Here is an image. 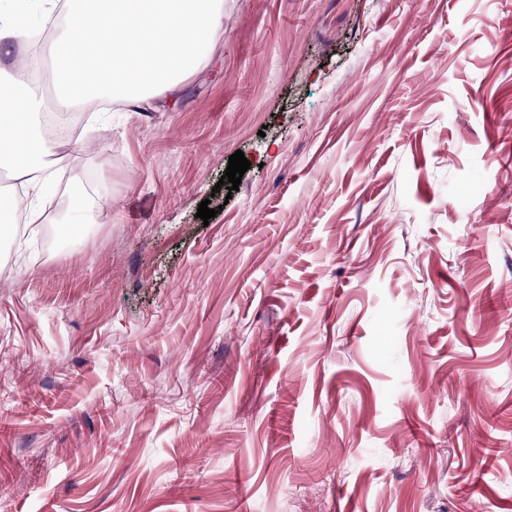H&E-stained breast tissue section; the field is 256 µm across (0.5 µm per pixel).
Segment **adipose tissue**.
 Segmentation results:
<instances>
[{
    "mask_svg": "<svg viewBox=\"0 0 512 512\" xmlns=\"http://www.w3.org/2000/svg\"><path fill=\"white\" fill-rule=\"evenodd\" d=\"M62 14L42 45L48 58L83 45L56 71L58 113L113 101L130 111L174 91L224 38V0H0V170L37 189L51 181V149L40 131L41 99L20 54L37 23Z\"/></svg>",
    "mask_w": 512,
    "mask_h": 512,
    "instance_id": "adipose-tissue-1",
    "label": "adipose tissue"
}]
</instances>
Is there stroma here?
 Segmentation results:
<instances>
[{"instance_id":"obj_1","label":"stroma","mask_w":512,"mask_h":512,"mask_svg":"<svg viewBox=\"0 0 512 512\" xmlns=\"http://www.w3.org/2000/svg\"><path fill=\"white\" fill-rule=\"evenodd\" d=\"M74 118L0 240V512H512V0H224ZM29 192H24L23 195L19 198L14 199V206L11 213V217L3 222L1 220V238L2 233L5 228V226L10 225L11 227H15L17 224V216L18 215H24L26 222L25 224H37L42 223L40 222L42 219V212L41 210L36 206V204L33 202V200L30 198Z\"/></svg>"}]
</instances>
